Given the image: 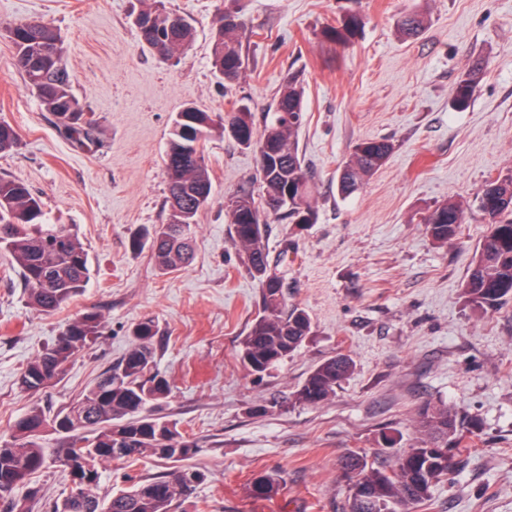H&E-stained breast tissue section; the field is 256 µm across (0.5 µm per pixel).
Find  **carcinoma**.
<instances>
[{"label":"carcinoma","instance_id":"cac0c4a2","mask_svg":"<svg viewBox=\"0 0 512 512\" xmlns=\"http://www.w3.org/2000/svg\"><path fill=\"white\" fill-rule=\"evenodd\" d=\"M143 14L154 16L152 33H140L142 45L163 58L183 55L190 47L194 30L191 23L168 27L169 15L151 6ZM397 26L405 38L419 36L425 29L418 14L401 17ZM362 29V20L347 14L321 30L322 37L339 47L348 46ZM242 24L218 26L211 46V66L221 68L239 79L245 70L241 40ZM16 60L29 63L46 49L57 51L56 61L48 67L23 71L26 84L41 107L53 113L67 139L85 147L97 142V126L86 117L83 105L75 97L64 59V46L57 31L43 23H20L12 27ZM486 63L476 60L467 65L454 88V103L468 105L479 88ZM305 88L301 75L293 73L278 91L265 112L263 131L275 127V152L259 170L260 197L229 194L226 200L236 211L262 220L255 225L237 221L226 211L234 238L245 255V264L261 288L264 314L257 318L241 340L236 356L255 375L288 358L313 334L308 314L294 308L282 314V278L270 265L264 245L268 224H314L317 212L312 202V187L299 151L298 133L305 122ZM290 115L280 118L281 113ZM236 124L255 132L251 108L239 104L224 112V121L216 123L209 112L198 107L194 112H179L173 120L169 141L193 145L205 140L216 128L227 132ZM19 137L14 127L0 122V154L12 151ZM393 145L385 139H363L353 146L338 170L337 191L350 197L387 162ZM165 168L174 170L169 195L181 196L183 204L168 207V219L153 231L132 239L135 250L149 247L156 268L167 273L188 264L192 258V225L207 200H199L202 190H212L204 157L195 161L176 153L165 158ZM276 201L281 207L269 212L266 205ZM477 210L489 234L477 250L464 286L467 303L481 312L497 311L512 300V174L489 180L474 195L471 204L449 199L429 207L420 223L440 244L458 238L469 211ZM0 248L7 250L17 264L27 294L28 305L50 313L66 306L86 288L91 274L88 252L74 226L53 224L40 199L34 197L20 179L0 176ZM102 334L101 316L87 311L75 318L56 336L54 342L31 359L22 369L19 384L31 392L43 391L65 372L81 353L93 346ZM155 322L139 321L133 330L135 341L122 359L105 371L86 391L66 407L49 415L38 406L17 419L8 438L0 439V502L7 512H32L40 500V489L27 488L25 496L15 498L18 487L44 468L46 458L36 431L52 423L58 429L63 418L68 428L62 434L59 463L68 469L81 457L91 458L95 476L106 461L134 463L150 453L166 463L177 464L197 453V444L184 437L177 422L150 413V407L169 398L168 379L156 368ZM351 358L340 355L314 367L294 393V403L315 406L329 399L336 386L352 372ZM419 432L415 444L399 453L392 471L369 464L357 455L346 457L344 468L354 474L351 488V512H397V509L429 500L432 488L449 475L448 458L435 448L453 442L458 447L463 430L480 428L477 418L465 419L446 405L424 406L418 413ZM204 474L193 467L178 468L132 483L109 498L95 491L87 493L70 488L56 502L52 512H171L174 500L189 497ZM275 492V480L260 475L252 482V493L266 498Z\"/></svg>","mask_w":512,"mask_h":512}]
</instances>
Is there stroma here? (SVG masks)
<instances>
[{
    "mask_svg": "<svg viewBox=\"0 0 512 512\" xmlns=\"http://www.w3.org/2000/svg\"><path fill=\"white\" fill-rule=\"evenodd\" d=\"M195 30L186 55L143 49L131 15L142 0H0V120L19 143L0 154V176L24 181L59 224L75 225L91 261L85 292L57 312L27 305L12 257L0 252V435L33 406L57 411L77 399L152 318L159 371L173 391L158 410L198 445L189 461L205 474L174 512H350L340 461L355 451L393 467L410 447L425 404L479 418L429 501L410 512H512V301L485 314L468 305L464 281L489 230L469 212L459 238L439 244L417 218L448 198L472 200L486 180L512 173V0H238L242 77L225 87L210 64L221 0H162ZM360 13L348 48L322 41L323 26ZM405 13L427 27L402 40ZM44 22L61 35L72 89L92 113L100 147L80 149L41 109L16 65L10 27ZM488 68L467 107L453 104L468 61ZM301 73L306 121L298 134L310 175L314 224L268 226L264 242L283 276L285 309H304L313 334L288 359L255 376L236 357L263 312L224 210L230 193L257 194V154L216 132L204 143L212 180L194 229L195 256L159 273L131 238L166 221L163 157L172 119L193 102L214 116L249 99L264 112L289 74ZM394 145L386 165L342 198L336 169L363 139ZM103 317L102 335L46 391L18 385L24 364L77 316ZM344 353L351 375L318 406L293 394L325 359ZM394 434L386 447L382 433ZM48 462L32 478L34 512H51L69 484L55 462L62 440L45 429ZM168 469L148 455L101 469L111 495ZM276 492L258 498L253 479Z\"/></svg>",
    "mask_w": 512,
    "mask_h": 512,
    "instance_id": "1",
    "label": "stroma"
}]
</instances>
